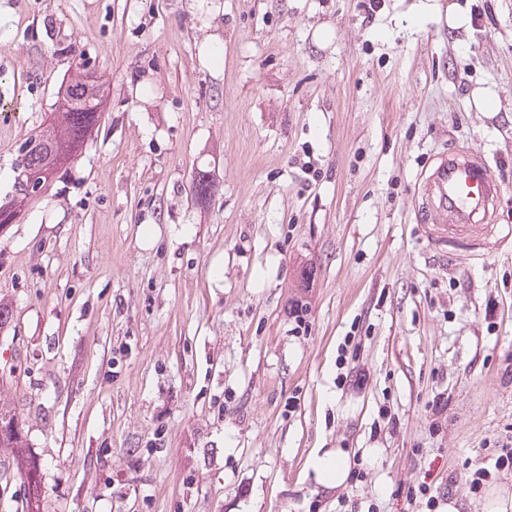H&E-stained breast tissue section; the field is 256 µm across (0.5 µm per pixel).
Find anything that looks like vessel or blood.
Wrapping results in <instances>:
<instances>
[{"instance_id": "obj_1", "label": "vessel or blood", "mask_w": 512, "mask_h": 512, "mask_svg": "<svg viewBox=\"0 0 512 512\" xmlns=\"http://www.w3.org/2000/svg\"><path fill=\"white\" fill-rule=\"evenodd\" d=\"M499 196L490 163L454 149L439 155L425 170L419 221L475 234L495 224Z\"/></svg>"}]
</instances>
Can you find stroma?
<instances>
[{"mask_svg": "<svg viewBox=\"0 0 512 512\" xmlns=\"http://www.w3.org/2000/svg\"><path fill=\"white\" fill-rule=\"evenodd\" d=\"M79 70L100 126L0 233V402L40 512L512 494V0H0V198ZM454 148L502 185L476 240L415 210ZM0 512H28L9 448ZM0 447L14 448L18 466L23 469L24 477L32 486V502L39 498L40 479L36 464L31 463L26 455L27 440L22 433V427L16 419V413L7 405L0 404ZM311 468L323 484L333 486L342 480L345 460L338 452L328 451L321 455L315 454L311 461Z\"/></svg>", "mask_w": 512, "mask_h": 512, "instance_id": "1", "label": "stroma"}]
</instances>
